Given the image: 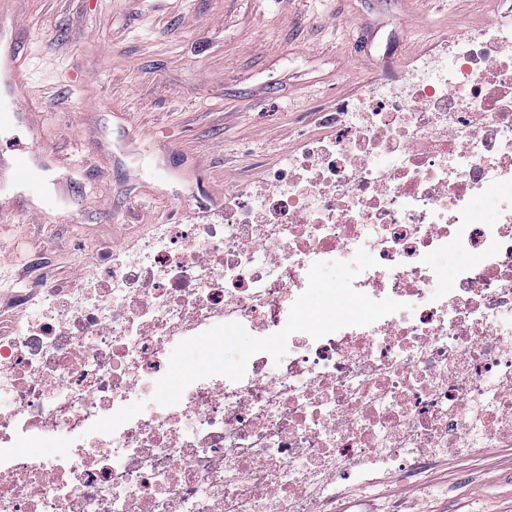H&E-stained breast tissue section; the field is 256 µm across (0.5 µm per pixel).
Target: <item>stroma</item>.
<instances>
[{
  "label": "stroma",
  "instance_id": "obj_1",
  "mask_svg": "<svg viewBox=\"0 0 512 512\" xmlns=\"http://www.w3.org/2000/svg\"><path fill=\"white\" fill-rule=\"evenodd\" d=\"M506 0H0L42 88L46 171L33 208L0 178V324L18 289L73 291L103 251L152 224H196L253 186L322 113ZM340 512H512V445L434 456L415 477L372 470Z\"/></svg>",
  "mask_w": 512,
  "mask_h": 512
}]
</instances>
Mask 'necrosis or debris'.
<instances>
[{
    "mask_svg": "<svg viewBox=\"0 0 512 512\" xmlns=\"http://www.w3.org/2000/svg\"><path fill=\"white\" fill-rule=\"evenodd\" d=\"M325 121L218 219L153 225L79 294L21 292L36 308L0 334V512H320L365 469L512 443V197L474 207L512 187V23L442 38ZM361 249L378 265L355 288L406 310L294 333L281 363L153 403L174 343L280 331L310 266ZM52 432L64 448L26 452Z\"/></svg>",
    "mask_w": 512,
    "mask_h": 512,
    "instance_id": "obj_1",
    "label": "necrosis or debris"
}]
</instances>
